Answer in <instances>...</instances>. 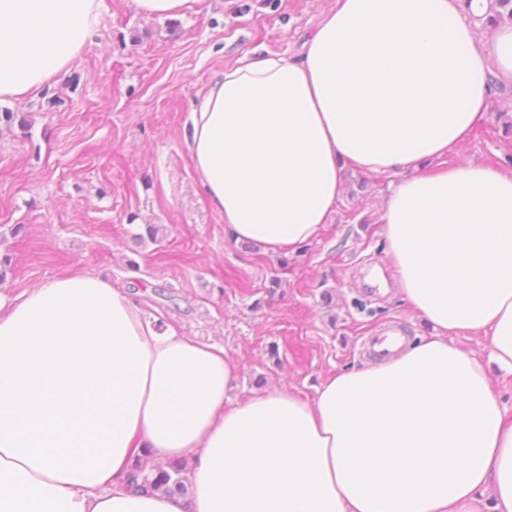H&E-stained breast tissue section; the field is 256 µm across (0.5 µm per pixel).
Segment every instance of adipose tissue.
Returning <instances> with one entry per match:
<instances>
[{
  "instance_id": "1",
  "label": "adipose tissue",
  "mask_w": 512,
  "mask_h": 512,
  "mask_svg": "<svg viewBox=\"0 0 512 512\" xmlns=\"http://www.w3.org/2000/svg\"><path fill=\"white\" fill-rule=\"evenodd\" d=\"M102 0H0V101L70 70ZM488 0H336L299 57L224 67L184 141L231 240L291 253L330 223L343 165L399 181L382 237L433 336L330 377L230 398L236 363L88 272L0 297V512H512V171L424 169L512 86ZM489 335L481 360L456 338ZM188 465L190 496L129 486L137 456Z\"/></svg>"
}]
</instances>
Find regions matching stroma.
Instances as JSON below:
<instances>
[{"instance_id": "stroma-1", "label": "stroma", "mask_w": 512, "mask_h": 512, "mask_svg": "<svg viewBox=\"0 0 512 512\" xmlns=\"http://www.w3.org/2000/svg\"><path fill=\"white\" fill-rule=\"evenodd\" d=\"M335 0H198L159 20L103 0L98 31L51 87L0 103V294L16 297L75 270L124 287L184 334L224 347L231 394L274 387L304 400L328 378L371 363L366 340L390 326L430 336L389 272L381 205L402 172L345 168L331 224L296 253L234 242L198 183L182 130L224 65L260 49L297 56ZM512 94H493L469 143L443 158L500 166L512 157ZM160 229L145 238L146 225Z\"/></svg>"}]
</instances>
